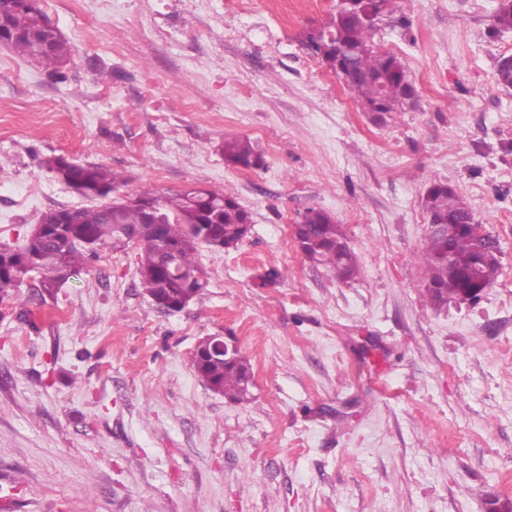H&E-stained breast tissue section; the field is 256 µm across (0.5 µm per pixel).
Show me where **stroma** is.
<instances>
[{"mask_svg":"<svg viewBox=\"0 0 512 512\" xmlns=\"http://www.w3.org/2000/svg\"><path fill=\"white\" fill-rule=\"evenodd\" d=\"M337 0H40L71 46L65 80L0 47V243L88 206L43 160L124 177L119 195L220 189L251 215L200 245L206 289L165 314L136 248L52 297L25 283L0 316V512H483L512 499V89L495 66L500 0H393L374 46L414 107L369 120L307 46ZM210 25V37L200 36ZM246 137L264 167L228 164ZM448 183L499 241L493 285L435 308L419 203ZM330 213L349 281L304 261L293 226ZM234 337L251 399L193 366Z\"/></svg>","mask_w":512,"mask_h":512,"instance_id":"35a3bbf8","label":"stroma"}]
</instances>
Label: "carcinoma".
<instances>
[{
    "mask_svg": "<svg viewBox=\"0 0 512 512\" xmlns=\"http://www.w3.org/2000/svg\"><path fill=\"white\" fill-rule=\"evenodd\" d=\"M42 11H6L0 18V33L10 39V48L19 55L46 68L60 80L71 56L69 43L56 35L54 29L41 23ZM374 24L366 23L352 14L333 22L318 37H309L308 46L323 60L335 57L336 48L347 50V66L343 80L364 107L380 104L383 113L396 112L404 107L403 82L407 69L403 61L390 53L373 48ZM40 29L52 41L48 52L35 53L28 34ZM224 160L245 169L264 165L261 153L247 138L224 140L221 146ZM43 166L52 176L72 186L81 181L77 192L87 198L101 200L93 207L54 209L43 213L40 224L51 234L31 245L12 246L0 243V303L17 297L25 279L30 277L35 287L49 296L55 294L88 262L112 248L113 240L124 234L139 238L138 264L144 290L157 301L165 303L178 292L179 282H192L195 294L205 288L195 254L201 244L214 245L206 230L214 227L218 238L227 246H237L245 238L250 214L236 199L222 191L201 189L181 191L164 198L149 192L142 196L153 199L167 223L156 226L146 223V213L135 201L122 199L113 202L112 193L119 189L120 179L111 170L98 165L80 169H63L55 158L47 157ZM421 207L438 228L429 232L421 250L426 267V292L436 308L448 306L458 292L468 284L490 287L498 276L499 258L494 243L478 248L472 233L463 229L474 222L468 204L457 192L443 182L431 183L421 198ZM294 241L300 242L303 259L314 267H323L340 280L353 278L358 261L340 224L323 210L310 208L298 224ZM174 246L177 263L165 264L164 247ZM193 357L198 377L213 391L241 402L248 399L251 372L249 364L224 363V356L208 353L204 342Z\"/></svg>",
    "mask_w": 512,
    "mask_h": 512,
    "instance_id": "cac0c4a2",
    "label": "carcinoma"
}]
</instances>
